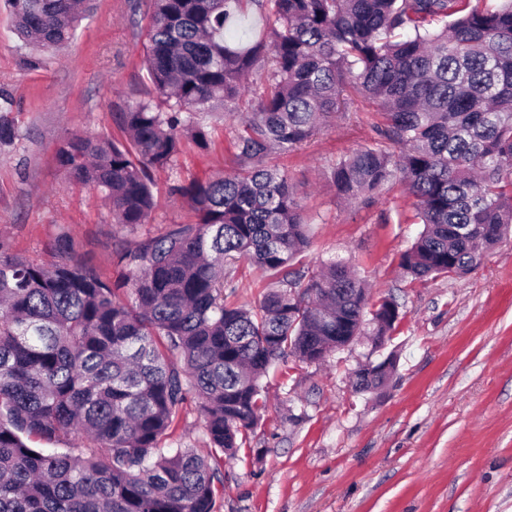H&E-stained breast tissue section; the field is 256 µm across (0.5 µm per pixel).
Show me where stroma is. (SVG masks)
<instances>
[{"instance_id":"stroma-1","label":"stroma","mask_w":512,"mask_h":512,"mask_svg":"<svg viewBox=\"0 0 512 512\" xmlns=\"http://www.w3.org/2000/svg\"><path fill=\"white\" fill-rule=\"evenodd\" d=\"M142 57L130 0H94L57 53L23 47L0 0V90L11 96L21 132L0 149V242L11 253L49 266L65 235L72 262L129 281L115 245L192 221L173 186L236 170L238 120L207 115L211 150L185 142L176 168L155 172L157 208L137 230L113 223L101 193L70 184L55 158L60 140L122 139L112 114L148 90ZM381 122L372 103L352 96L300 149L268 162L287 174L309 225L305 274L339 256L374 298L398 303L401 320L386 345L396 368L373 392H355L352 371L379 360L364 340L322 363L290 359L271 369L248 447L223 464L217 512H512V238L464 276H405L399 258L422 226L402 186L348 202L329 179L338 158L378 141ZM163 444L208 454L195 404Z\"/></svg>"}]
</instances>
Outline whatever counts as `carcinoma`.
I'll use <instances>...</instances> for the list:
<instances>
[{
	"label": "carcinoma",
	"mask_w": 512,
	"mask_h": 512,
	"mask_svg": "<svg viewBox=\"0 0 512 512\" xmlns=\"http://www.w3.org/2000/svg\"><path fill=\"white\" fill-rule=\"evenodd\" d=\"M36 50L71 39L84 0H5ZM256 8L268 24L237 35ZM148 96L117 113L123 139L73 134L56 149L68 179L104 194L115 224L148 223L154 172L204 112L241 114L238 168L173 188L195 213L114 252L125 288L79 263L50 267L0 244V512H215L220 462L236 457L265 409L278 360H324L336 337L389 336L390 298L370 302L350 262L307 277L310 246L288 176L266 164L342 110L375 102L377 143L341 157L339 195L371 199L401 180L423 224L399 265L414 279L462 276L512 230V0H149ZM263 81L248 83L256 66ZM0 93V148L18 130ZM273 273L258 305L232 301L234 265ZM194 399L214 454L166 448ZM83 448L46 453L69 433Z\"/></svg>",
	"instance_id": "carcinoma-1"
}]
</instances>
